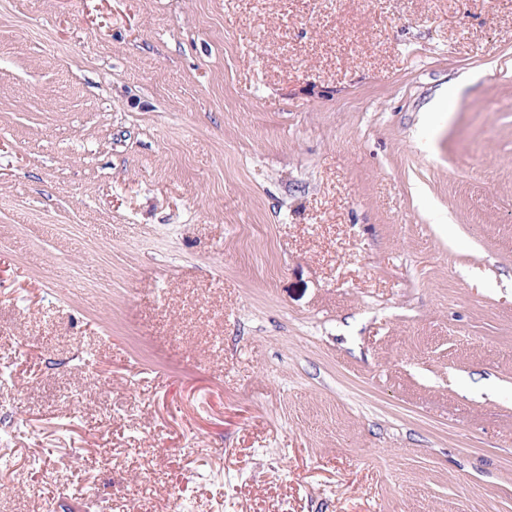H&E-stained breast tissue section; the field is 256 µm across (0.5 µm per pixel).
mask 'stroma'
Wrapping results in <instances>:
<instances>
[{"label": "stroma", "mask_w": 512, "mask_h": 512, "mask_svg": "<svg viewBox=\"0 0 512 512\" xmlns=\"http://www.w3.org/2000/svg\"><path fill=\"white\" fill-rule=\"evenodd\" d=\"M2 366L0 512H512V0H0Z\"/></svg>", "instance_id": "35a3bbf8"}]
</instances>
